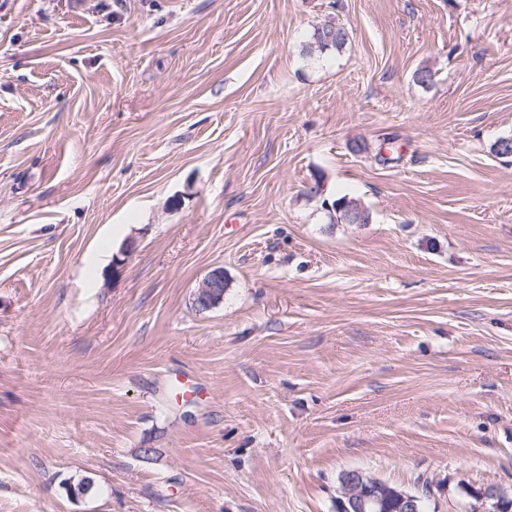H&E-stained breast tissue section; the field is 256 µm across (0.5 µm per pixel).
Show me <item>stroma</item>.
Masks as SVG:
<instances>
[{"instance_id": "1", "label": "stroma", "mask_w": 512, "mask_h": 512, "mask_svg": "<svg viewBox=\"0 0 512 512\" xmlns=\"http://www.w3.org/2000/svg\"><path fill=\"white\" fill-rule=\"evenodd\" d=\"M510 136L512 0H0V512L512 494ZM328 37H331L328 40ZM350 41V32L347 27L335 21H325L313 27L307 46L309 52L317 51L320 54L335 50L342 51ZM326 201H329V200L324 199L322 201L323 209H326L324 207V204ZM329 202H330V204H333L334 202L342 203L339 206H336L330 210V212L333 214V215H331L329 213V215H328L331 223H335V220H336V223L340 222V223H345V224H352V220H351L352 215L359 212L360 210L365 211L366 216L363 211H360L355 216V224H365L366 217H367V220L369 219L370 211L368 209H366L365 207H363L361 205V203L358 202L357 199L350 198L347 195H342V196L336 197L335 199H333ZM226 287L227 282L226 280L224 281V270L222 268H215L204 278L195 293L200 307L208 309L216 304H220L224 299ZM342 497L349 500L351 508L348 512H402L399 503L394 498L385 500L381 507L383 498L389 493L386 485L381 479L366 474L363 471H355L342 475ZM374 507V508H368ZM368 508V509H367Z\"/></svg>"}]
</instances>
